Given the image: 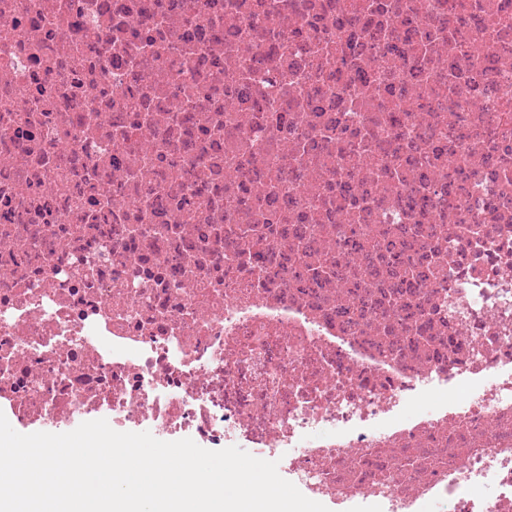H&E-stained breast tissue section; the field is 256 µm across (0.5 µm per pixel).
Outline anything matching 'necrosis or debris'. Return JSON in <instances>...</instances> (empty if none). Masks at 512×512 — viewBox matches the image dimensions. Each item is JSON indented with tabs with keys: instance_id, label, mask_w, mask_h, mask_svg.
<instances>
[{
	"instance_id": "1",
	"label": "necrosis or debris",
	"mask_w": 512,
	"mask_h": 512,
	"mask_svg": "<svg viewBox=\"0 0 512 512\" xmlns=\"http://www.w3.org/2000/svg\"><path fill=\"white\" fill-rule=\"evenodd\" d=\"M0 412L512 512V0H0Z\"/></svg>"
}]
</instances>
